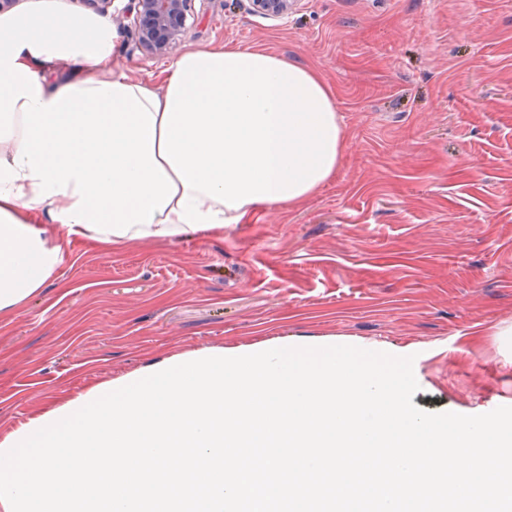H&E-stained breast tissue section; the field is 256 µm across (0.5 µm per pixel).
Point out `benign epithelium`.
<instances>
[{
  "mask_svg": "<svg viewBox=\"0 0 512 512\" xmlns=\"http://www.w3.org/2000/svg\"><path fill=\"white\" fill-rule=\"evenodd\" d=\"M97 13L109 14L131 29L140 48L158 58L177 53L188 32L187 20L195 0H130L114 10V0H78ZM255 10L268 18L283 19L295 12L301 0H251Z\"/></svg>",
  "mask_w": 512,
  "mask_h": 512,
  "instance_id": "7a95c632",
  "label": "benign epithelium"
}]
</instances>
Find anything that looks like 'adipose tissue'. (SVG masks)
I'll list each match as a JSON object with an SVG mask.
<instances>
[{"mask_svg":"<svg viewBox=\"0 0 512 512\" xmlns=\"http://www.w3.org/2000/svg\"><path fill=\"white\" fill-rule=\"evenodd\" d=\"M110 18L59 0L0 13V315L42 291L63 240L103 251L294 207L345 143L315 69L257 48L190 49L131 80Z\"/></svg>","mask_w":512,"mask_h":512,"instance_id":"ef3b65f1","label":"adipose tissue"}]
</instances>
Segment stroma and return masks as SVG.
Returning a JSON list of instances; mask_svg holds the SVG:
<instances>
[{
	"instance_id": "35a3bbf8",
	"label": "stroma",
	"mask_w": 512,
	"mask_h": 512,
	"mask_svg": "<svg viewBox=\"0 0 512 512\" xmlns=\"http://www.w3.org/2000/svg\"><path fill=\"white\" fill-rule=\"evenodd\" d=\"M184 49L318 70L346 145L304 204L110 252L73 242L0 317V437L98 382L204 348L301 336L409 349L428 412L512 406V0H304L285 19L196 0ZM117 61L165 60L120 32Z\"/></svg>"
}]
</instances>
